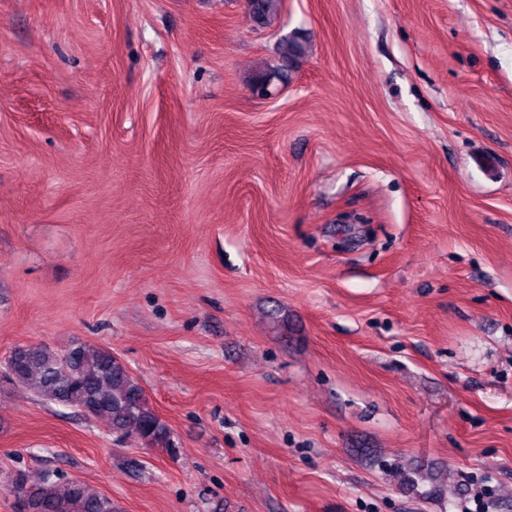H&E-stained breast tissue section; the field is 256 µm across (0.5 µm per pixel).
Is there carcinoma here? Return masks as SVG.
Masks as SVG:
<instances>
[{
  "label": "carcinoma",
  "mask_w": 512,
  "mask_h": 512,
  "mask_svg": "<svg viewBox=\"0 0 512 512\" xmlns=\"http://www.w3.org/2000/svg\"><path fill=\"white\" fill-rule=\"evenodd\" d=\"M282 0H255L253 18L262 25L276 19ZM4 374L49 403L75 407L107 423L118 440L136 438L145 446L175 453L170 426L150 405L137 378L111 350L77 343L63 352L40 344L14 347ZM19 512H117L112 499L76 479L45 473L32 482L23 473L6 480Z\"/></svg>",
  "instance_id": "cac0c4a2"
}]
</instances>
